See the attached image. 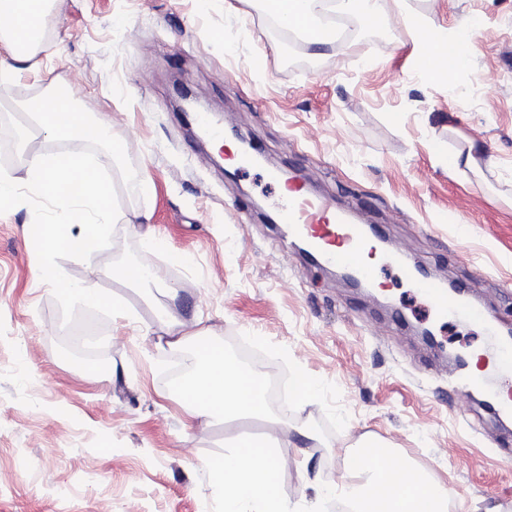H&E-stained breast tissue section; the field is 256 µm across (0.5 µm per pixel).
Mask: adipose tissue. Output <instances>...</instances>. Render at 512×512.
Wrapping results in <instances>:
<instances>
[{"label":"adipose tissue","instance_id":"adipose-tissue-1","mask_svg":"<svg viewBox=\"0 0 512 512\" xmlns=\"http://www.w3.org/2000/svg\"><path fill=\"white\" fill-rule=\"evenodd\" d=\"M319 0H261L285 26L314 27ZM49 0H0V17L9 18L4 43L7 57H0V85L11 82L16 63L25 61L39 44L40 30ZM476 37L475 31H450L429 22L417 39L413 67L420 76L434 78L464 66ZM197 369L182 386L198 419L223 416L225 422L241 417L266 418L268 404L262 379L231 362L223 349L208 341H194ZM221 512H298L278 491L282 469L279 458L267 444L251 435L240 437L233 448L207 462ZM404 480L394 478L380 460L363 466L345 465L342 484H329L326 495L349 502L351 512H447L452 494L436 481L411 467H404Z\"/></svg>","mask_w":512,"mask_h":512}]
</instances>
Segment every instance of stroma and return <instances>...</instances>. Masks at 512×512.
<instances>
[{"mask_svg":"<svg viewBox=\"0 0 512 512\" xmlns=\"http://www.w3.org/2000/svg\"><path fill=\"white\" fill-rule=\"evenodd\" d=\"M381 7L380 29L349 15L347 36L287 41L257 0H55L31 60L0 88L8 176L23 183L32 155L55 152L20 106L67 78L111 123L146 193L117 182L111 246L60 262L131 309L80 316L99 333L83 364L61 343L68 327L24 232L32 208L0 214V512H213L205 464L244 432L270 442L281 495L307 512H336L316 489L341 482L366 439L450 489L454 512H512V423L480 391L448 392L449 354L484 349L483 327L436 320L396 267L379 264L377 292L357 291L296 252L255 207L271 193L261 170L226 177L176 107L188 91L511 326L512 254L479 227L512 225V0ZM430 20L479 28L470 63L433 82L411 62V26ZM459 152L476 167H450ZM128 265L159 271L176 299L128 283ZM165 306L283 379L267 421L191 419L170 377L193 346L169 345ZM302 374L317 386L303 403L290 386Z\"/></svg>","mask_w":512,"mask_h":512,"instance_id":"obj_1","label":"stroma"}]
</instances>
